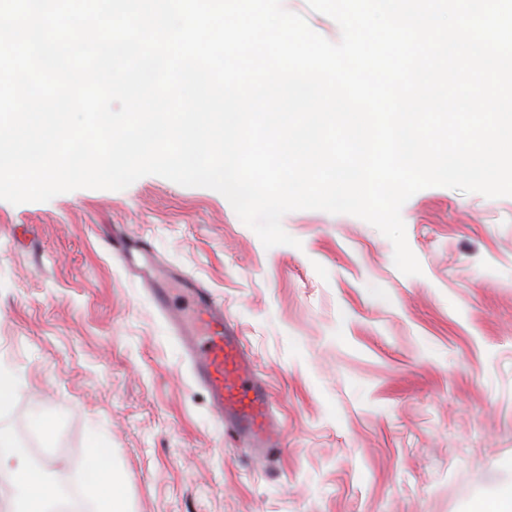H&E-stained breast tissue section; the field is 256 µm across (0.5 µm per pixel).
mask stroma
Wrapping results in <instances>:
<instances>
[{"label":"stroma","instance_id":"obj_1","mask_svg":"<svg viewBox=\"0 0 512 512\" xmlns=\"http://www.w3.org/2000/svg\"><path fill=\"white\" fill-rule=\"evenodd\" d=\"M401 217L418 275L356 216L286 213L299 244L268 249L157 175L0 200V431L39 430L56 481L108 448L129 512H470L512 482V197L430 187ZM108 230L221 304L283 425L269 460L213 419ZM104 242L112 254L122 261L132 259L135 254H148L153 250L151 242L137 237L110 234L104 238Z\"/></svg>","mask_w":512,"mask_h":512}]
</instances>
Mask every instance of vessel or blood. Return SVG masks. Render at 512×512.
Masks as SVG:
<instances>
[{
    "instance_id": "1",
    "label": "vessel or blood",
    "mask_w": 512,
    "mask_h": 512,
    "mask_svg": "<svg viewBox=\"0 0 512 512\" xmlns=\"http://www.w3.org/2000/svg\"><path fill=\"white\" fill-rule=\"evenodd\" d=\"M112 254L123 261L152 252L151 242L109 235ZM188 307L173 304L166 291L153 289L154 305L165 317L198 382L208 391L211 411L238 437L262 448L275 445L278 434L272 399L224 321V311L211 292L186 281Z\"/></svg>"
}]
</instances>
